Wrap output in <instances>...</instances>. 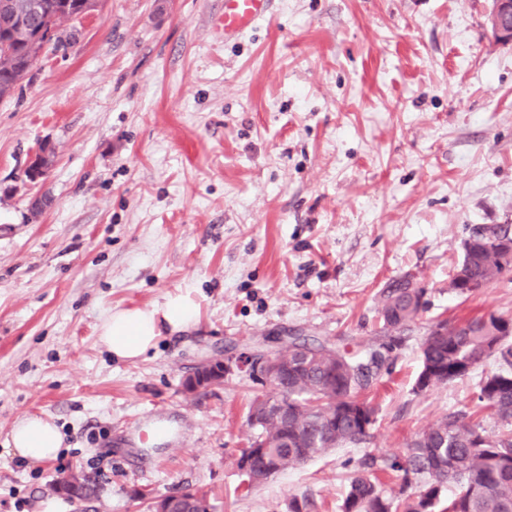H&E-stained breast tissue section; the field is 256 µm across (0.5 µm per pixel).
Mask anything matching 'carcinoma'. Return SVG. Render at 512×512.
<instances>
[{
  "mask_svg": "<svg viewBox=\"0 0 512 512\" xmlns=\"http://www.w3.org/2000/svg\"><path fill=\"white\" fill-rule=\"evenodd\" d=\"M0 8V99L13 94L30 72L43 45L35 33L49 26L57 29L79 10L82 0H7ZM512 230L496 224L475 231L463 244V257L448 288L464 295L484 288L512 269L500 254L481 244ZM425 289L408 277L390 280L380 293L379 315L385 339L355 352L340 350L322 341L299 344L278 351L288 371L274 385L276 395L253 400L249 411H260L275 397H288V413L271 416L254 427L249 447L236 460L251 484L268 480L273 473L294 468L334 448L358 444L374 423V409L361 393L371 376L363 369L384 348L393 353L426 309ZM421 371L417 388L464 378L487 359H497L496 370L478 382L479 408L490 412L496 429L471 415L446 416L416 435L401 455L383 459L382 471L401 478L400 497L387 496L374 464L364 463L350 480L341 512H433L448 483L457 489L448 496L444 512H512V334L502 330L494 315L485 313L463 324L443 320L431 325L420 344ZM71 501L97 495L96 479L72 471L56 480ZM176 512H192L197 502L211 503L201 488H183L173 494Z\"/></svg>",
  "mask_w": 512,
  "mask_h": 512,
  "instance_id": "obj_1",
  "label": "carcinoma"
}]
</instances>
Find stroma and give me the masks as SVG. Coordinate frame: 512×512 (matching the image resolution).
<instances>
[{
    "label": "stroma",
    "instance_id": "obj_1",
    "mask_svg": "<svg viewBox=\"0 0 512 512\" xmlns=\"http://www.w3.org/2000/svg\"><path fill=\"white\" fill-rule=\"evenodd\" d=\"M492 0H274L225 41L224 0H96L0 100V512H144L136 490H212L217 512H339L361 461L475 411L479 373L418 390L438 320L512 318V271L448 282L473 228L512 225V45ZM54 161L25 171L43 146ZM40 210H33V202ZM427 307L379 372L375 421L348 444L252 486L235 460L264 386L232 373L185 393L205 361L291 336L379 339L383 286ZM190 295L199 322L134 363L99 342L106 311ZM38 415L63 445L7 444ZM176 427L148 446L146 422ZM99 499L51 484L76 468ZM8 444L20 458L40 461L54 457L61 448L62 439L54 425L40 416L28 415L15 424Z\"/></svg>",
    "mask_w": 512,
    "mask_h": 512
}]
</instances>
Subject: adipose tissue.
Returning a JSON list of instances; mask_svg holds the SVG:
<instances>
[{"instance_id": "1", "label": "adipose tissue", "mask_w": 512, "mask_h": 512, "mask_svg": "<svg viewBox=\"0 0 512 512\" xmlns=\"http://www.w3.org/2000/svg\"><path fill=\"white\" fill-rule=\"evenodd\" d=\"M199 308L186 294L169 295L150 307L132 305L114 309L100 325L99 341L114 360L134 362L152 349L163 331H184L198 322ZM16 454L28 461L54 457L61 444L56 427L36 415L20 419L8 440Z\"/></svg>"}]
</instances>
